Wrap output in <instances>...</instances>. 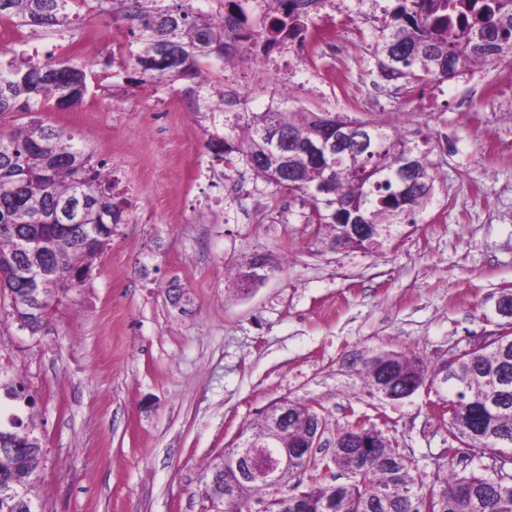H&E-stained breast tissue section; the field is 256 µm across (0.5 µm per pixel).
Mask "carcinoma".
Returning a JSON list of instances; mask_svg holds the SVG:
<instances>
[{"mask_svg": "<svg viewBox=\"0 0 512 512\" xmlns=\"http://www.w3.org/2000/svg\"><path fill=\"white\" fill-rule=\"evenodd\" d=\"M158 0H0V18L20 26L60 32L81 18L80 10L113 11L137 32V49L129 61L137 73L157 79L194 77L201 60L224 58L228 32L246 31L255 48L284 38H300L309 9L326 0H271L279 11L269 24L256 28L242 14L217 19L185 0L163 8ZM385 12L375 43L380 73L410 88L456 77L467 64L494 65L512 60V0H393ZM86 67L71 59L34 64L24 58L0 63V115L30 113L29 120L8 132L0 131V256L15 252L17 242L4 230L9 224L34 228L45 242L52 268L43 296L76 288L90 265L112 239L113 226L123 221L125 205L114 195L112 183L96 167L82 140L70 130L44 122L38 112L52 104L73 107L87 92ZM347 137L350 144L334 161L318 166L306 145L325 132ZM288 143V178L277 176V159ZM428 135L403 134L390 122L331 117L307 112H263L247 122L241 151L256 176L298 195L310 205L308 223L332 250L378 252L397 243L403 229L416 226L415 216L433 192L435 174ZM332 188L323 192L326 182ZM45 224H81L85 243L66 235L43 236ZM359 224L370 225L369 234ZM281 266L265 255H253L240 265L237 281L261 284V271ZM0 289L22 296L26 285L0 267ZM365 386L383 384L391 401L405 398L406 382L434 384L448 378V399L457 404L450 424L454 438L471 451L488 457L489 464L468 473L453 469L454 456L444 455L432 484L424 487L412 476L414 460L375 427L336 431L331 457L310 447L322 413L309 403L288 405L281 447L288 449V471L281 487L268 489L243 480L237 473L240 444L260 440L266 433L259 420L224 449V466L207 471V498L218 493L210 480L217 477L229 490L220 512H251L255 501L265 512H512V318L496 323L491 341L456 357L427 366L416 357L396 352L386 358L360 360ZM0 394L18 407H33L29 388L0 366ZM42 440L34 420L13 413L0 423V485L24 490L23 501L0 499V512H31L39 480ZM337 470L346 483L327 482ZM313 472V482L284 490L301 471Z\"/></svg>", "mask_w": 512, "mask_h": 512, "instance_id": "cac0c4a2", "label": "carcinoma"}]
</instances>
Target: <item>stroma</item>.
<instances>
[{"label":"stroma","instance_id":"1","mask_svg":"<svg viewBox=\"0 0 512 512\" xmlns=\"http://www.w3.org/2000/svg\"><path fill=\"white\" fill-rule=\"evenodd\" d=\"M390 0H341L311 11L335 24L342 53L298 67L293 97L278 74L205 62L206 107L183 109L186 78L132 81L113 58L122 23L96 12L63 32L99 45L83 102L43 119L79 133L128 201L124 222L82 287L61 293L37 335L19 328L0 294V364L35 394L45 512H202L201 479L279 397L320 403L322 442L364 416L411 455L430 483L452 441L433 391L400 400L369 393L353 363L383 350L428 361L494 330V300L512 288V112L455 77L437 101L386 97L378 120L430 133L437 172L430 203L378 254L316 240L299 198L257 178L238 147L247 119L272 109L346 112L348 96L320 74H376L373 47ZM467 110H459L460 100ZM227 143L218 153L214 144ZM283 268L248 294L232 285L242 255Z\"/></svg>","mask_w":512,"mask_h":512}]
</instances>
